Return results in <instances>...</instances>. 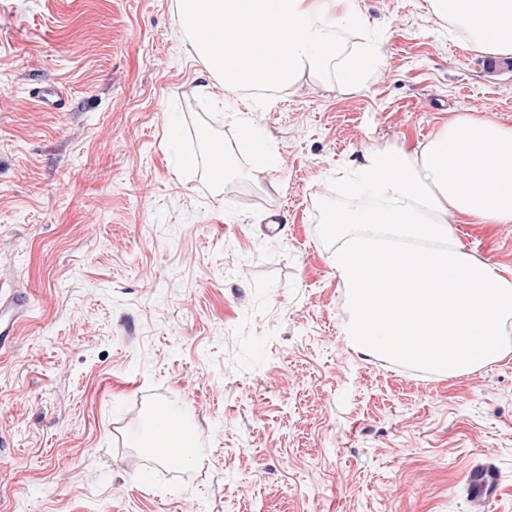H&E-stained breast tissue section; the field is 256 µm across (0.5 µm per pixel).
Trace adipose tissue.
<instances>
[{
  "label": "adipose tissue",
  "instance_id": "1",
  "mask_svg": "<svg viewBox=\"0 0 512 512\" xmlns=\"http://www.w3.org/2000/svg\"><path fill=\"white\" fill-rule=\"evenodd\" d=\"M428 12L471 50L512 57V0H428ZM173 22L190 44L207 100L334 78L363 83L375 43L357 0H175ZM355 207L327 210L324 236L340 240L330 264L350 291L351 343L429 370L461 375L498 357L492 339L512 319V280L470 261L453 224H512V125L456 113L422 149L367 152L347 187Z\"/></svg>",
  "mask_w": 512,
  "mask_h": 512
}]
</instances>
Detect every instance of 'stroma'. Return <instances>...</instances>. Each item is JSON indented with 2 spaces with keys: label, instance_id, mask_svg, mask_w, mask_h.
Returning a JSON list of instances; mask_svg holds the SVG:
<instances>
[{
  "label": "stroma",
  "instance_id": "35a3bbf8",
  "mask_svg": "<svg viewBox=\"0 0 512 512\" xmlns=\"http://www.w3.org/2000/svg\"><path fill=\"white\" fill-rule=\"evenodd\" d=\"M361 7L345 39L378 65L355 91L263 97L277 164L255 177L173 0H0V283L31 301L0 350V512H470L476 462L499 474L489 512H512V323L467 375L356 350L321 232L364 151L422 149L453 111L512 125V58L426 0ZM48 82L63 110L29 99ZM209 139L235 155L220 185ZM450 230L512 279V224ZM167 408L195 453L149 467L142 421Z\"/></svg>",
  "mask_w": 512,
  "mask_h": 512
}]
</instances>
